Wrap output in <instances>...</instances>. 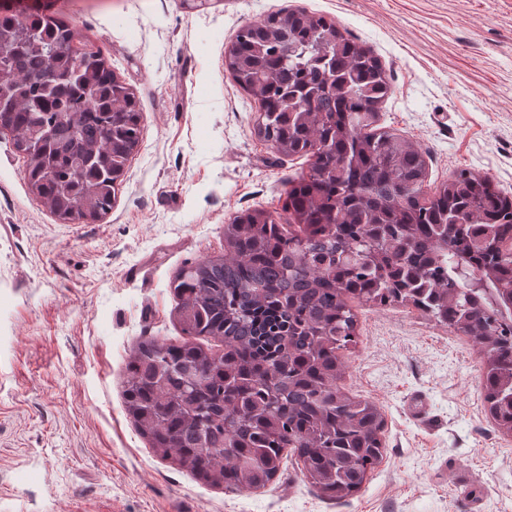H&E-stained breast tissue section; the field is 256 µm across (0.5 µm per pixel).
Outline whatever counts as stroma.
I'll return each mask as SVG.
<instances>
[{"mask_svg": "<svg viewBox=\"0 0 512 512\" xmlns=\"http://www.w3.org/2000/svg\"><path fill=\"white\" fill-rule=\"evenodd\" d=\"M89 36L142 108V139L103 219L66 223L30 191L0 132V512H512V432L484 402L477 343L411 307L357 306L340 387L385 417L362 489L320 497L284 459L255 492L203 484L127 415L136 344L181 339L170 283L224 253L245 209L281 211L306 158L253 128L224 70L240 26L297 7L385 65L381 127L436 187L458 169L512 194V0H27Z\"/></svg>", "mask_w": 512, "mask_h": 512, "instance_id": "obj_1", "label": "stroma"}]
</instances>
